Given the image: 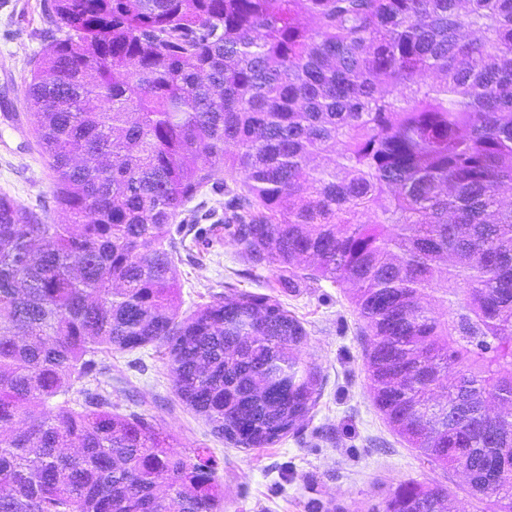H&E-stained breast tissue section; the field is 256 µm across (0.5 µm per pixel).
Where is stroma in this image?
Returning a JSON list of instances; mask_svg holds the SVG:
<instances>
[{
	"instance_id": "35a3bbf8",
	"label": "stroma",
	"mask_w": 512,
	"mask_h": 512,
	"mask_svg": "<svg viewBox=\"0 0 512 512\" xmlns=\"http://www.w3.org/2000/svg\"><path fill=\"white\" fill-rule=\"evenodd\" d=\"M41 0H0V195L50 223L67 217L52 202L53 177L40 154L25 85L52 37L41 16ZM180 310L188 313L216 295L268 293L276 272L253 267L231 239L210 235L179 262ZM301 319L307 344L300 358L317 367L321 395L298 430L268 448L246 450L217 437L181 402L161 348L138 356L112 353V398L124 411L154 418L179 448L212 449L223 459L218 473L224 512H370L398 481L415 478L446 487L457 512H482L464 478L421 457L389 426L374 405L368 379L366 326L349 290L309 281L282 295Z\"/></svg>"
}]
</instances>
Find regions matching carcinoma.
Wrapping results in <instances>:
<instances>
[{
  "label": "carcinoma",
  "instance_id": "cac0c4a2",
  "mask_svg": "<svg viewBox=\"0 0 512 512\" xmlns=\"http://www.w3.org/2000/svg\"><path fill=\"white\" fill-rule=\"evenodd\" d=\"M25 86L66 224L0 195V512H222V461L112 404L101 355L165 350L180 398L269 447L316 405L279 299L352 286L374 401L512 512V0H44ZM328 167H312L317 155ZM270 294L179 317L214 227ZM81 410H76L73 404ZM372 512H452L401 480Z\"/></svg>",
  "mask_w": 512,
  "mask_h": 512
}]
</instances>
